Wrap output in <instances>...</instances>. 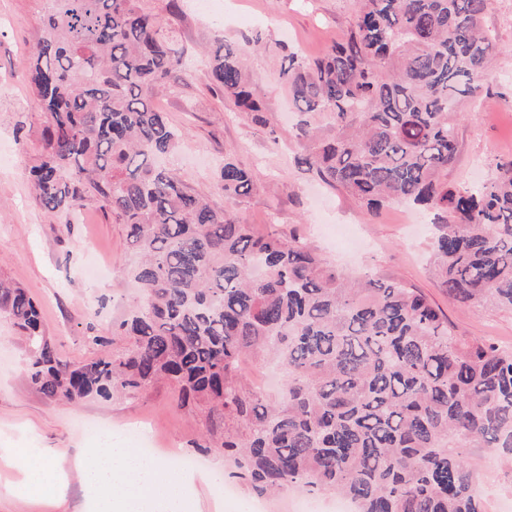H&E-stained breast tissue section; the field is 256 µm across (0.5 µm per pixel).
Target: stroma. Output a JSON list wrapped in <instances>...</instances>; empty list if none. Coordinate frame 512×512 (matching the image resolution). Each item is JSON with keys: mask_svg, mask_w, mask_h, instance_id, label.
<instances>
[{"mask_svg": "<svg viewBox=\"0 0 512 512\" xmlns=\"http://www.w3.org/2000/svg\"><path fill=\"white\" fill-rule=\"evenodd\" d=\"M158 14L184 48L181 70L155 99L181 134L167 163L196 193L216 204V175L225 154L257 175L253 194L236 208L243 223L260 234L299 236L332 265L395 279L426 294L458 335L512 345V311L464 307L448 297L436 276L428 234L416 232L419 211L394 205L369 212L342 190L322 184L298 167L296 116L279 81V57L268 49L247 50L244 63L251 89L267 110L268 126L252 122L222 94L210 90L205 52L217 39L240 42L262 32L302 55H322L350 31L358 0H215L205 13L196 0H141ZM47 0H0V277L24 288L39 307L42 330L58 356L83 364L110 355L111 346L91 344L111 336L112 324L135 301L138 288L125 276L133 260L126 229L111 212L92 203L71 216L45 209L28 181L41 148L42 115L25 75V64L41 32ZM503 52L477 97L465 99L457 125L458 151L448 171L452 186H469L488 176L497 162L512 159V0H490L485 20ZM29 355L12 319L0 313V486L20 481L8 449L97 447L108 436L135 441L127 431L147 425L155 452L199 456L206 432L201 414L180 409L172 387L156 382L133 395L52 400L33 389L26 376ZM464 454L485 496L488 512L512 498V463L492 449ZM207 480L198 487L196 512H295L298 489L274 497L255 496L233 483V495L217 502L214 481L229 472L223 456L202 457ZM66 504L19 496L0 502V512H80L82 492L69 473Z\"/></svg>", "mask_w": 512, "mask_h": 512, "instance_id": "35a3bbf8", "label": "stroma"}]
</instances>
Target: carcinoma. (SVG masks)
<instances>
[{"label": "carcinoma", "instance_id": "obj_1", "mask_svg": "<svg viewBox=\"0 0 512 512\" xmlns=\"http://www.w3.org/2000/svg\"><path fill=\"white\" fill-rule=\"evenodd\" d=\"M27 75L43 116L30 168L40 203L71 214L94 200L126 226L141 288L113 323L131 348L62 360L34 300L0 282V311L24 333L28 381L70 401L131 394L164 379L207 410L201 452L220 448L259 497L333 493L357 512H486L461 449L512 461V347L455 335L422 292L349 274L297 237L259 235L235 213L256 175L224 156L218 206L159 158L177 132L153 105L182 64L140 0H47ZM490 0H359L348 37L306 58L276 45L300 119L299 163L374 211L433 214L435 270L463 306L512 310V160L471 187L448 185L464 97L502 52ZM211 90L267 126L242 48L209 51ZM247 358L275 363L279 399L249 386Z\"/></svg>", "mask_w": 512, "mask_h": 512}]
</instances>
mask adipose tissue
<instances>
[{
  "label": "adipose tissue",
  "mask_w": 512,
  "mask_h": 512,
  "mask_svg": "<svg viewBox=\"0 0 512 512\" xmlns=\"http://www.w3.org/2000/svg\"><path fill=\"white\" fill-rule=\"evenodd\" d=\"M28 494L58 500L67 480L62 462L73 456L87 512H191L195 476L176 474L166 457H143L112 442L97 448L10 451Z\"/></svg>",
  "instance_id": "adipose-tissue-1"
}]
</instances>
